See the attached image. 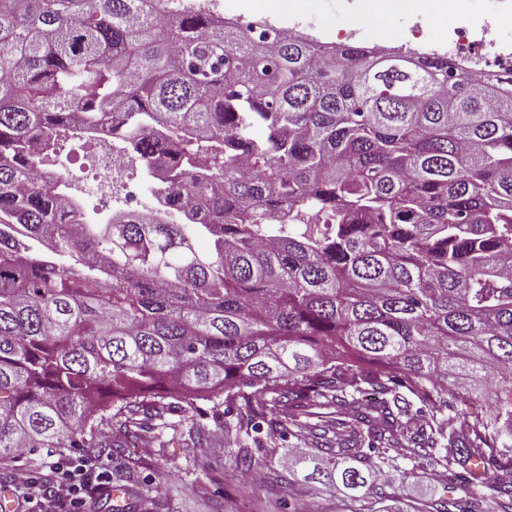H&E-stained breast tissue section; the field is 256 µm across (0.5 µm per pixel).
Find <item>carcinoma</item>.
<instances>
[{"mask_svg": "<svg viewBox=\"0 0 512 512\" xmlns=\"http://www.w3.org/2000/svg\"><path fill=\"white\" fill-rule=\"evenodd\" d=\"M512 70L326 51L209 0H0V460L97 448L133 492L146 422H213L245 474L290 448L365 510L401 463L512 512ZM106 130L157 215L71 224L42 153ZM205 237L210 249L195 241ZM495 374L491 412L453 427ZM205 454V426L173 430Z\"/></svg>", "mask_w": 512, "mask_h": 512, "instance_id": "1", "label": "carcinoma"}]
</instances>
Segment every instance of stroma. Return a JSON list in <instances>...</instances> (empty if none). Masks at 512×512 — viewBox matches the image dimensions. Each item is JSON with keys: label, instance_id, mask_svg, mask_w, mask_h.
Instances as JSON below:
<instances>
[{"label": "stroma", "instance_id": "obj_1", "mask_svg": "<svg viewBox=\"0 0 512 512\" xmlns=\"http://www.w3.org/2000/svg\"><path fill=\"white\" fill-rule=\"evenodd\" d=\"M226 9L250 18L271 17L284 29L323 35L339 30H359L365 40L387 41L398 46L409 40L413 16L380 15L375 0H307L306 6H285L272 12L265 0H223ZM66 448H52L35 455H23L0 464V484L9 486L17 471L34 475L48 473L55 462L69 456ZM136 455L143 463L135 488L139 498H160L171 512H342L334 492L314 483L299 486L290 482L287 468L279 462L257 458L261 477L243 478L224 457V434L211 431L208 452L194 461H186L179 449L158 455L155 448L140 447ZM445 483L439 471L427 466L414 467L402 493L420 507L441 495Z\"/></svg>", "mask_w": 512, "mask_h": 512}]
</instances>
